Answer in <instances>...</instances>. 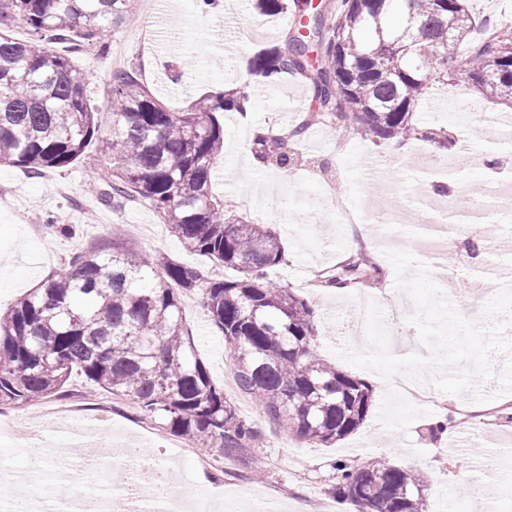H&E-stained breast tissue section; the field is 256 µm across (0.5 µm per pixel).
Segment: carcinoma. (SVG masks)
I'll list each match as a JSON object with an SVG mask.
<instances>
[{"mask_svg": "<svg viewBox=\"0 0 512 512\" xmlns=\"http://www.w3.org/2000/svg\"><path fill=\"white\" fill-rule=\"evenodd\" d=\"M132 0H0V164L30 178L71 167L96 145L105 172L95 180L121 206L147 202L184 249L207 266L168 255L144 259L118 236L76 251L58 271L0 314V405H30L64 393L73 371L92 387L159 419L211 453L241 458L258 447L261 426L241 417L197 358L181 297L200 290L213 327L224 336L238 390L265 415L309 445L329 446L357 431L372 406L363 379L315 357L316 324L307 301L269 277L283 260L264 224L226 217L213 194L214 164L224 150L219 115L246 112L242 92L209 93L182 112L162 106L132 66L112 73V125L102 127L85 88L90 73L73 54L103 53L112 29L133 15ZM263 16L293 11L307 33L252 58L250 71L309 82L312 119L352 127L372 140H438L447 131L420 125V105L459 77L512 106V22L478 40L484 22L467 0H336L318 18L308 0H257ZM16 23L28 38L4 33ZM467 56L456 68L460 47ZM256 133L253 155L285 169L299 162L294 142ZM233 269L235 277L212 275ZM365 251L330 270L321 286L349 289L380 281ZM333 492L355 512H425L431 489L420 475L379 457L364 466L330 464Z\"/></svg>", "mask_w": 512, "mask_h": 512, "instance_id": "cac0c4a2", "label": "carcinoma"}]
</instances>
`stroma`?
Returning <instances> with one entry per match:
<instances>
[{"label": "stroma", "mask_w": 512, "mask_h": 512, "mask_svg": "<svg viewBox=\"0 0 512 512\" xmlns=\"http://www.w3.org/2000/svg\"><path fill=\"white\" fill-rule=\"evenodd\" d=\"M236 22L230 50H223L225 11H201L197 0H159V23L154 45L141 43L140 25L117 26L110 38L109 54L95 47L75 57L91 80L87 99L99 112L102 124L112 122L111 52L121 51L126 63L150 71L147 81L154 96L169 109L182 111L193 100L218 85L234 86L251 80L248 58L263 47L283 44L296 23L291 13L259 15L253 0H235ZM310 85L293 79L264 85L252 98L248 114L225 113L224 152L217 169L230 170L232 182L215 179L214 196L227 214L263 222L276 232L284 247V261L271 276L307 300L317 326L314 351L332 364L340 359L332 346L347 343L364 348L366 339L354 330L350 314L368 301L407 302L396 286L388 249H406L428 264L449 300L467 318L482 320L483 307L498 292L488 281L471 277L485 260L481 249L491 229L483 215L489 200L499 202L503 230H512V205L504 202L480 160L498 151L502 164L512 167V150L502 149L499 118L507 108L462 81H449L420 109L418 120L426 127H442L455 139L466 141L468 150L441 152L432 142H410L404 157L389 154L388 142H372L354 131L333 132L313 126L295 143L301 164L285 169L253 167L248 163L253 134L275 126L288 129L303 114L315 111ZM452 164L450 182L455 194L448 199L449 224L467 227L464 239L439 256L420 245L441 240V227L428 223L425 198L430 178L445 164ZM101 167L95 150L65 170H50L37 179L19 168L0 166V312L8 311L23 294L36 287L50 272L61 268L73 252L119 231L123 241L145 256L167 254L186 264L200 265L201 256L187 252L169 232L154 210L143 201L115 208L102 195L84 193V184ZM341 200L351 201L371 230L364 249L381 268L380 282L339 291L315 285L322 270L336 265L357 239L353 227L328 219L329 209ZM60 224L73 225L64 236L52 231L34 235L45 215ZM183 316L192 330L198 358L215 385L223 388L240 416L262 421L266 438L253 457L266 468L264 478L242 481L243 460L221 461L219 479L204 478L195 455L182 453L184 438L165 432L156 439L148 428L153 418L117 406L111 428L129 433L140 447L162 462L171 485L186 489L205 483L211 497L225 498L229 512H243L251 497L273 495L280 512H354L329 493L332 460L347 458L364 463L382 455L394 464L422 473L432 493L428 512H482L485 499L498 498L499 512H512V400L499 394L496 382L484 383L491 394L488 410L474 419L470 396L430 390L428 399H417L396 382H385L367 370H357L373 390V402L364 424L353 434L324 447L303 442L288 430L264 420L261 407L241 394L224 378V339L212 327L202 291L181 299ZM447 412L460 419L459 434L468 447L452 451L447 436H430L427 428Z\"/></svg>", "instance_id": "obj_1"}]
</instances>
